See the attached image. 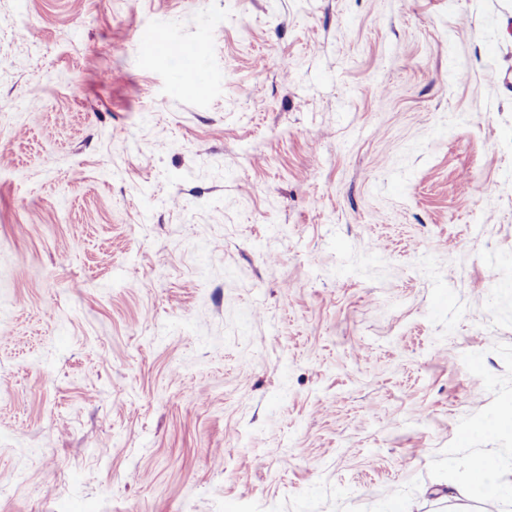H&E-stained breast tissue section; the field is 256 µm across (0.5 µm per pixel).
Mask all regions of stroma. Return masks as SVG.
<instances>
[{
  "label": "stroma",
  "mask_w": 512,
  "mask_h": 512,
  "mask_svg": "<svg viewBox=\"0 0 512 512\" xmlns=\"http://www.w3.org/2000/svg\"><path fill=\"white\" fill-rule=\"evenodd\" d=\"M506 406L512 0H0V512H486ZM144 46L145 51L149 54H165L172 47V41L167 29L161 25H156L146 38ZM174 49L182 61L180 81L175 86L176 90L185 83H192L198 86L211 80V76L200 66L196 44L193 42H183L175 46ZM495 463L488 458H475L469 469V479L476 490L495 500L512 501V486H503L495 482Z\"/></svg>",
  "instance_id": "35a3bbf8"
}]
</instances>
